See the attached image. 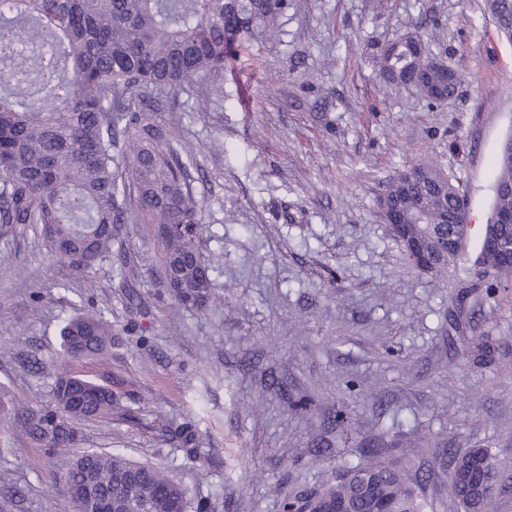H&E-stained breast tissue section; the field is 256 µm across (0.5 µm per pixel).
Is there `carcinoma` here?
<instances>
[{
    "label": "carcinoma",
    "mask_w": 512,
    "mask_h": 512,
    "mask_svg": "<svg viewBox=\"0 0 512 512\" xmlns=\"http://www.w3.org/2000/svg\"><path fill=\"white\" fill-rule=\"evenodd\" d=\"M500 36L512 41V0H487ZM287 0H0V228L18 225L43 236L50 252L80 270L107 259L123 224H150L175 302L205 311L215 298L199 242L201 202L192 156L158 120L165 91L195 78L214 83L229 56L270 37ZM408 36L380 55V76L412 85L432 102L456 89L454 71ZM493 206L512 208V155L495 160ZM409 186L392 180L381 199L399 210L404 236L435 255L433 273L468 261L459 227L460 190L431 164ZM459 245L441 254L445 234ZM474 265L495 283L512 284V264L480 241ZM63 355L89 360L112 346V321L79 312L60 331ZM119 393L72 371L61 372L51 406L19 413L0 400V424L21 416L33 441L50 451L78 444L77 424L112 414ZM364 448L356 465L283 503L318 512L330 502L347 512H428L431 475L407 454ZM62 478L92 488L122 512H188L185 488L168 473L119 453L84 450L60 465ZM499 478L487 448L449 454L448 488L463 512H490Z\"/></svg>",
    "instance_id": "obj_1"
}]
</instances>
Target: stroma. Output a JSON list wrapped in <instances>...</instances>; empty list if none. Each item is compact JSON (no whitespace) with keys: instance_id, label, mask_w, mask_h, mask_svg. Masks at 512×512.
<instances>
[{"instance_id":"1","label":"stroma","mask_w":512,"mask_h":512,"mask_svg":"<svg viewBox=\"0 0 512 512\" xmlns=\"http://www.w3.org/2000/svg\"><path fill=\"white\" fill-rule=\"evenodd\" d=\"M288 3L210 98L186 85L159 115L193 150L215 303L175 304L146 224L121 230V277L1 235L0 389L33 412L48 404L60 329L82 304L115 335L76 369L122 395L111 418L82 423L83 447L167 470L210 512H283L289 491L376 442L425 461L432 512H458L447 450L490 448L492 512H512V288L488 291L474 268L416 269L378 206L392 178L430 161L465 195L468 249L480 243L512 135V43L486 0ZM415 33L458 77L445 101L379 76L381 51ZM479 337L494 348L482 364L465 356ZM341 406L345 437L329 421ZM189 421L185 448L175 431ZM60 460L10 422L0 512H77Z\"/></svg>"}]
</instances>
